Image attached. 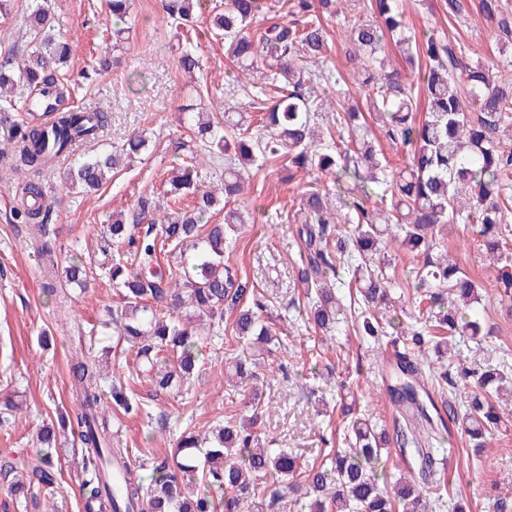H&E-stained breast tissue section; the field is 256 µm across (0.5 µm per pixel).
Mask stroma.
Returning <instances> with one entry per match:
<instances>
[{
	"label": "stroma",
	"mask_w": 512,
	"mask_h": 512,
	"mask_svg": "<svg viewBox=\"0 0 512 512\" xmlns=\"http://www.w3.org/2000/svg\"><path fill=\"white\" fill-rule=\"evenodd\" d=\"M52 14L71 44L72 56L61 76L71 91L70 106L108 112L110 121L99 138L82 142L44 171L42 180L57 204L49 226L61 260L82 256L98 262L100 234L112 216L130 211L139 195L161 188L171 166L179 164L200 144L181 126L183 107L218 113H241L249 129H256L258 114L252 94L224 91L226 74L233 65L224 44L196 24L197 53L201 68L186 75L178 63L182 38L161 10L159 0H133L139 23L127 40L112 49L115 63L107 73L96 74L99 52L107 38L104 0H48ZM367 0H339L338 15L325 17L330 52L324 69L348 74V32L344 20L363 10ZM404 20L416 33H443L465 42L472 60L498 59L491 22L477 11L449 19L442 0H400ZM139 81H129L132 71ZM142 132L147 147L132 161L124 162L112 178L89 193H66L63 176L75 158L100 149H120L127 138ZM20 165L14 155L0 152V400L14 399L19 408L9 424L0 425V456L10 454L36 463L37 434L43 424L74 410L69 368L78 343L92 344L91 360L107 381L128 384L136 398L155 411L169 414L168 431L147 434L141 419L127 416L117 407L105 415L117 432L121 447L134 456L152 461L168 457L172 437L191 425L205 432L213 421L243 412L242 396L227 399L224 379V346L220 340L202 343L201 367L182 395L159 394L148 375H136L135 349L117 343L109 311L121 302L118 290L102 279L89 283L84 292L66 291L67 313H59L55 298L43 292L41 267L36 255L38 234L26 224L14 223L12 209ZM307 177L278 181L266 168H251L245 202L254 221L242 225L229 260L238 275L256 282L267 296L264 315L272 329L291 334L288 349L268 356L277 371L270 380V402L252 432L260 445H273L300 454L312 463L322 459L324 436L341 424L339 403L333 390L347 384L357 410L392 426L395 411L382 382L385 362L361 345L347 324H338L332 339L320 342L318 334L296 323L294 308L299 290L294 286L299 241L294 214ZM437 246L447 247L459 267L478 280L484 300L479 314L486 337L482 344L462 348V359L496 363L502 353L512 354V306L499 303L497 281L512 264H490L479 248L470 225L452 224L435 236ZM332 370L330 381L313 386L311 372ZM450 486L460 491L466 512H512V418L494 433L475 464H467L471 449L460 436L449 442ZM57 482L52 491L36 492L25 499L10 494L9 482L0 476V512H83L78 466L80 448L66 440L59 448Z\"/></svg>",
	"instance_id": "obj_1"
}]
</instances>
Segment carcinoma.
<instances>
[{
	"label": "carcinoma",
	"mask_w": 512,
	"mask_h": 512,
	"mask_svg": "<svg viewBox=\"0 0 512 512\" xmlns=\"http://www.w3.org/2000/svg\"><path fill=\"white\" fill-rule=\"evenodd\" d=\"M132 5L133 0H105L112 41L132 29ZM445 6L450 20L470 10L469 0H445ZM199 7L201 0H162L166 17L177 27L193 26ZM282 7L283 14L266 0H226L224 11L210 18L208 30L224 40L225 55L234 64L236 85L229 92L242 90L239 80L259 68L272 70L254 99L261 112L258 134L242 135L228 119L183 113V126L195 138L225 154L222 187H202L199 163L189 158L163 183L172 206L169 214H160L155 193H144L129 215L107 225L102 253L122 247L131 261L108 260L94 269L73 255L60 265L54 247L45 241L39 251L42 288L49 296L62 286L83 291L99 270L121 293L120 308L112 313V335L137 347V356L162 391L178 392L190 379L201 355L198 336L206 329L232 348L226 377L257 381L264 355L287 342L262 319L263 295L224 263V254L235 244L231 232L238 224L251 223L253 216L224 205L223 222L211 223L218 197L228 203L241 195L246 168L260 162L270 167L288 162L290 180L300 171H333L338 184L347 177L382 184L384 191L370 208L364 185L361 196L343 201L355 219L352 234L344 238L331 227L335 216L328 193L314 186L302 193L297 282L305 298L299 315L310 329L323 334L336 329L344 305L335 288L346 285L343 272L358 283L359 296L349 294L354 335L381 345L396 341L394 334L401 333L403 350L395 354L394 373L386 385L397 412L393 432L345 406L336 447L320 464L303 470L288 450L256 446L247 426L230 414L211 431L204 455H199L201 444L194 434L184 430L176 438L172 459L149 465L112 442V430L101 413L102 377L95 363L82 356L70 367L78 412L61 415L57 423L40 429L37 441L45 453L38 464L10 456L0 460V472L12 476L11 491L52 487L58 430L71 429L82 450L86 512L101 504L103 512H255L263 505L277 512L284 501L307 512H430L421 488L401 477L389 485L388 445H397L422 482L434 488V502L442 507L450 496L448 482L439 478L444 433L454 427L472 447L485 448L487 437L512 414V389L507 385L512 365L504 359L462 371L468 389L463 409L445 398L446 388L457 385L451 369L461 356L460 344L482 335L477 312L482 294L478 283L448 257L432 256L434 243L429 240L439 225L471 224L490 260L508 259L503 244L512 234L507 222L512 203V78L471 61L465 45L444 34L420 39L409 34L397 0H368L370 18L355 16L347 23L348 56L357 64L354 78L367 89L368 111L378 115L384 137L411 152L404 168L390 169L363 134L364 115L358 107L337 110L334 128L320 126L318 82L347 84L340 73L312 70L329 49L322 17L334 13V0H285ZM477 11L494 25L499 53L512 51V10L503 0H479ZM26 25L31 32L27 56L19 60L8 52L0 57V142L13 146L27 171L14 220L31 225L44 238L55 201L43 189V172L76 143L96 139L109 116L62 107L69 90L59 71L67 66L71 50L46 0H30ZM388 39L421 80L422 119L416 117L413 84L402 81L398 71H384L379 61ZM179 65L188 73L200 69L193 45L182 47ZM15 112L25 113V119H14ZM346 129L360 133L354 139V165L347 152L330 146L334 134ZM145 146L146 139L135 136L119 154L133 158ZM117 155L78 160L64 176L66 189H99ZM186 198L194 199L192 207L183 205ZM392 223L402 232L401 245L423 258L410 264L407 286L424 291L433 308L425 319L412 317L407 324L398 314H387L397 282L363 268L380 250L385 227ZM164 251L177 256V265H160ZM226 311L234 313L230 324L224 323ZM110 395L115 406L143 419L150 429L163 420L119 381L112 384ZM264 405V393L252 387L248 422L258 418ZM114 466L125 472L118 489L112 487Z\"/></svg>",
	"instance_id": "1"
}]
</instances>
